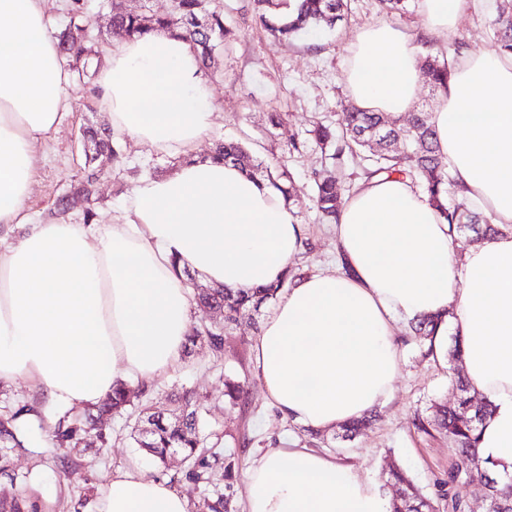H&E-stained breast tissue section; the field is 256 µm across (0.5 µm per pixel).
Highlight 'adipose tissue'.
<instances>
[{
  "mask_svg": "<svg viewBox=\"0 0 512 512\" xmlns=\"http://www.w3.org/2000/svg\"><path fill=\"white\" fill-rule=\"evenodd\" d=\"M45 0H0V384L25 380L47 412L98 404L114 387L173 372L191 324L186 272L250 291L300 252L294 205L267 180L201 159L215 105L178 27L116 40L97 86L115 140L178 156L141 178L108 224L30 223L34 149L70 107V77ZM473 0H421L427 30L452 34ZM353 100L404 114L422 85L415 38L387 23L358 29ZM464 197L498 232L457 253L448 224L409 180L380 177L344 200L340 271L296 279L264 318L257 374L283 417L330 429L371 412L399 371L397 325L440 316L434 356L463 345L472 393L494 406L478 452L512 474V57L465 52L431 114ZM245 512H390L376 484L335 457L275 448L246 471ZM99 512H187L142 466L116 472Z\"/></svg>",
  "mask_w": 512,
  "mask_h": 512,
  "instance_id": "1",
  "label": "adipose tissue"
}]
</instances>
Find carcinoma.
<instances>
[{"label":"carcinoma","mask_w":512,"mask_h":512,"mask_svg":"<svg viewBox=\"0 0 512 512\" xmlns=\"http://www.w3.org/2000/svg\"><path fill=\"white\" fill-rule=\"evenodd\" d=\"M348 7L347 0H252L255 20L260 22L273 37L288 40L313 27H333ZM496 16L492 31L501 50L512 54V0H496ZM177 25L197 51L204 69L215 64L229 28L223 10L215 0H173L172 11L159 14L143 3L112 10L110 27L101 35L105 41L112 35L130 36L156 28ZM59 49L68 66L82 80L88 76L89 60L95 51L87 45L83 0H72L69 23L59 35ZM452 64L444 54H427L420 59L424 79L435 90H448ZM342 137L335 128L323 122L308 131L310 139L328 158L337 164L347 156L358 161V180L380 176L409 177L420 184L439 216L460 233L466 229L476 234L475 240H485L497 229L481 213L465 203L451 204L448 196L460 195L455 179L445 157L440 152L437 134L430 122V113L416 112L399 123V118L385 112H370L350 102L343 106ZM84 140L94 146V155L88 161V170L74 186V194L86 200L95 193L97 179L112 172L113 163L119 161L121 148L113 143L112 135L105 130L91 127L84 131ZM214 160L232 162L249 175H258L278 189L287 200L294 197L291 173L283 166H272L255 157L241 142L224 140L216 144L211 154ZM332 176L313 175V201L319 219L325 224H335L343 198L354 188ZM300 276L293 267L277 283L255 288L243 293L223 286L193 285V299L216 311L224 318V327L216 329L209 324L193 326V336L205 343L213 359L224 356L227 330L262 304L276 298L279 291ZM435 317H424L411 326L412 335L419 344L426 345L435 331ZM457 399L454 403H434L432 414L418 420L417 427L425 433L434 430L448 437L455 450V461L448 470V477L437 481L435 497L451 503L452 512H464V504L456 487L473 478L484 482L486 493L494 505L493 512H512V477L502 479L496 464L483 459L477 451L476 432L493 413V405L471 392L466 379L455 378ZM151 387L137 389L118 386L112 394L96 406V413L68 409L57 414L53 441L57 448L77 446L85 435L97 429L105 415L125 419L131 428L130 437L159 463L166 462L174 449L180 451L186 463V476L201 481L208 458H218L209 444L211 434L206 432L203 419L204 404L191 390L175 394L177 407L165 417L150 404ZM224 402L231 409L246 407L245 385L229 375H224ZM34 408L24 406L8 409L0 415V473H8L10 453L25 448V438L30 430L26 415ZM373 416L366 414L342 426L344 437L351 438L371 425ZM385 484L397 488L391 496V512H434L432 499L422 494L412 478L402 468L392 465L384 474ZM0 512H39L35 501L21 493L0 488ZM203 512H236L233 499L227 494H216L203 503Z\"/></svg>","instance_id":"1"}]
</instances>
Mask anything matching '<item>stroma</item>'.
Segmentation results:
<instances>
[{"label": "stroma", "instance_id": "35a3bbf8", "mask_svg": "<svg viewBox=\"0 0 512 512\" xmlns=\"http://www.w3.org/2000/svg\"><path fill=\"white\" fill-rule=\"evenodd\" d=\"M224 17L234 34L223 46L217 68L209 70L215 104L214 129L198 146L199 156H206L218 139L245 142L264 160L284 161L292 171L298 192L295 198L298 221L304 224L313 241L310 251L299 254L296 262L310 271L331 270L336 261V239L332 226L320 223L310 200V175L313 170L349 178L351 164L340 166L325 159L320 149L308 141L307 131L313 122H337L341 105L350 100L345 73L350 63L349 43L354 32L366 25L383 22L377 0H351L348 12L334 28L321 27L284 42L273 38L246 12L248 0H218ZM495 15V0H477L474 8L452 36L430 37L421 53H454L456 46L475 52H493L497 44L490 26ZM95 79L72 86L68 115L56 130L36 146V169L25 210L31 223L52 221L60 197L76 184L86 163L83 130L90 125L104 126L107 112L95 97ZM273 112L286 115L284 124L271 127L268 116ZM303 141L301 152L288 151L291 139ZM122 156L112 174L103 178L92 200L76 199L70 206L72 215L92 210L94 220L110 223L115 209L122 205L137 181L145 176L167 173L174 158L124 141ZM263 313L243 319L226 336L223 361H214L209 350L196 346L184 356L177 371L154 380V405L169 411L167 394L171 388L194 389L206 401L205 420L219 434L249 437L248 447L236 448L241 469L232 493L236 506H243L244 469L250 459L269 448L274 441L305 446L301 425L284 420L272 406L255 371L253 344L259 333ZM396 341L401 366L393 392L376 409L375 424L351 440L341 439L337 429L324 437L326 451L337 461L358 468L364 475L380 480L390 465H398L415 481L425 496L435 492L434 484L446 477L454 461L447 437L427 435L414 425L416 417L428 416L433 402L451 400L455 390L446 364L424 355L406 325H399ZM234 375L245 383L248 392L247 412L224 407V377ZM100 430L107 444L92 442L87 447L70 449L68 464H61L60 451L52 441L53 424L33 426L31 442L25 450L11 455L14 473L26 475L22 493L33 500L49 498L50 512H96L98 500L112 474L131 468L133 462L144 465L150 476L167 481L185 496L188 512H199L205 494L223 488L221 472H213L210 484L189 479L186 465L174 459L159 465L128 436L123 420H109Z\"/></svg>", "mask_w": 512, "mask_h": 512}]
</instances>
